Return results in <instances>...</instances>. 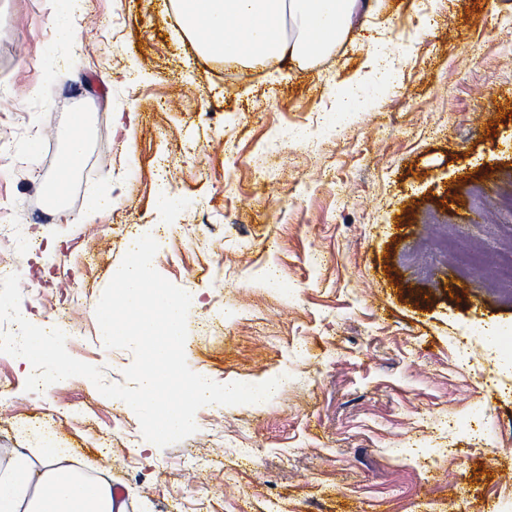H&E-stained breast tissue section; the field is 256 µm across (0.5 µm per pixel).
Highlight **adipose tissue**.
I'll return each mask as SVG.
<instances>
[{
    "label": "adipose tissue",
    "mask_w": 512,
    "mask_h": 512,
    "mask_svg": "<svg viewBox=\"0 0 512 512\" xmlns=\"http://www.w3.org/2000/svg\"><path fill=\"white\" fill-rule=\"evenodd\" d=\"M203 52L260 66L310 63L343 39L360 0H175ZM0 512H126L109 482L90 480L54 448L0 451Z\"/></svg>",
    "instance_id": "ef3b65f1"
}]
</instances>
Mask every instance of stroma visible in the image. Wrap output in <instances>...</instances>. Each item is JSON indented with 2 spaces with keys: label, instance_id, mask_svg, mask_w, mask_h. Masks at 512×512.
<instances>
[{
  "label": "stroma",
  "instance_id": "35a3bbf8",
  "mask_svg": "<svg viewBox=\"0 0 512 512\" xmlns=\"http://www.w3.org/2000/svg\"><path fill=\"white\" fill-rule=\"evenodd\" d=\"M54 11L0 0V262L21 310L124 383L134 356L95 316L113 268L206 224L214 250L153 259L194 298L187 365L282 385L201 407L161 448L87 378L29 392L0 353V448L52 443L128 512H512V298L457 263L512 237V0H366L308 65L205 56L172 0H85L70 40ZM77 120L87 151L48 217Z\"/></svg>",
  "mask_w": 512,
  "mask_h": 512
}]
</instances>
